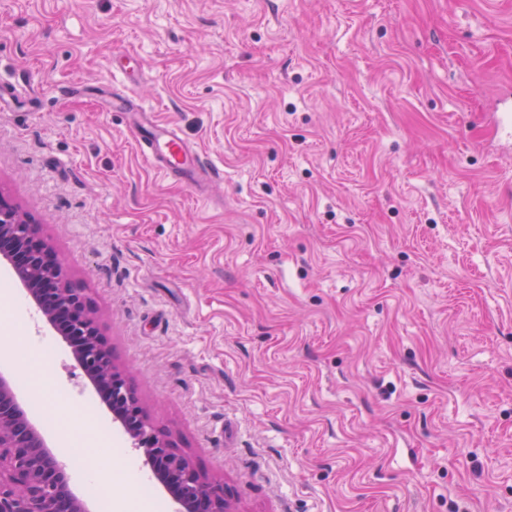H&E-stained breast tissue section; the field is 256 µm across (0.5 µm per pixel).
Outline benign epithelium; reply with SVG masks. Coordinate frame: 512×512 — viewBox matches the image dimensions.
<instances>
[{"instance_id":"7a95c632","label":"benign epithelium","mask_w":512,"mask_h":512,"mask_svg":"<svg viewBox=\"0 0 512 512\" xmlns=\"http://www.w3.org/2000/svg\"><path fill=\"white\" fill-rule=\"evenodd\" d=\"M0 257L49 324L68 319L72 353L85 376L104 390L118 422L143 452L155 478L173 495L178 512H224V484L203 478L150 421L102 336L94 309L65 274L58 256L13 204L0 196ZM0 512H89L73 491L66 468L27 417L12 380L0 373Z\"/></svg>"}]
</instances>
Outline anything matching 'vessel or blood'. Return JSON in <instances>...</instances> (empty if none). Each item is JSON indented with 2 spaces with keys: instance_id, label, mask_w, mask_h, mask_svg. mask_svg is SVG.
I'll return each instance as SVG.
<instances>
[{
  "instance_id": "obj_1",
  "label": "vessel or blood",
  "mask_w": 512,
  "mask_h": 512,
  "mask_svg": "<svg viewBox=\"0 0 512 512\" xmlns=\"http://www.w3.org/2000/svg\"><path fill=\"white\" fill-rule=\"evenodd\" d=\"M112 109L130 115L140 152L161 175L179 178L192 188L213 179L211 166L189 149L171 125L159 122L153 113L134 105L123 93H113Z\"/></svg>"
}]
</instances>
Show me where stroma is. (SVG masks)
Here are the masks:
<instances>
[{
  "label": "stroma",
  "instance_id": "35a3bbf8",
  "mask_svg": "<svg viewBox=\"0 0 512 512\" xmlns=\"http://www.w3.org/2000/svg\"><path fill=\"white\" fill-rule=\"evenodd\" d=\"M140 60L131 78L116 56ZM119 90L221 182L140 154ZM512 0H0V193L230 512H512ZM0 260L60 459L175 512Z\"/></svg>",
  "mask_w": 512,
  "mask_h": 512
}]
</instances>
